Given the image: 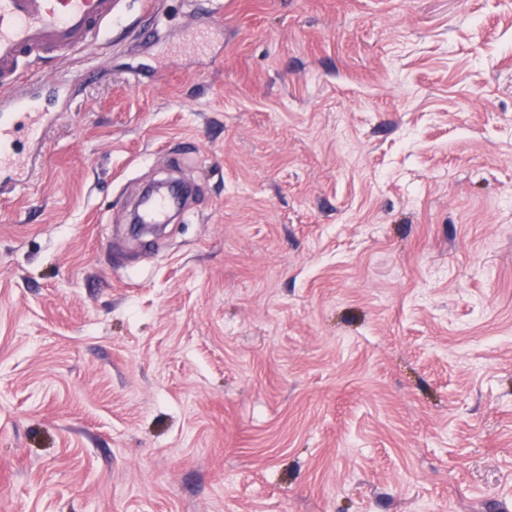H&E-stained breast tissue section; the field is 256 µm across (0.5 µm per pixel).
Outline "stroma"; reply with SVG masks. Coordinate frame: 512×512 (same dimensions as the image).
Wrapping results in <instances>:
<instances>
[{
    "label": "stroma",
    "instance_id": "35a3bbf8",
    "mask_svg": "<svg viewBox=\"0 0 512 512\" xmlns=\"http://www.w3.org/2000/svg\"><path fill=\"white\" fill-rule=\"evenodd\" d=\"M117 9L0 187V512H512V0Z\"/></svg>",
    "mask_w": 512,
    "mask_h": 512
}]
</instances>
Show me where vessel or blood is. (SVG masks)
Instances as JSON below:
<instances>
[{"instance_id": "vessel-or-blood-1", "label": "vessel or blood", "mask_w": 512, "mask_h": 512, "mask_svg": "<svg viewBox=\"0 0 512 512\" xmlns=\"http://www.w3.org/2000/svg\"><path fill=\"white\" fill-rule=\"evenodd\" d=\"M116 0H0V173L23 182L48 118L25 64L49 49H87L115 23Z\"/></svg>"}]
</instances>
